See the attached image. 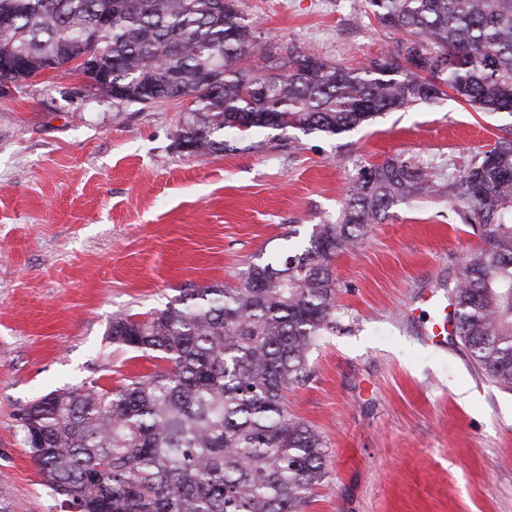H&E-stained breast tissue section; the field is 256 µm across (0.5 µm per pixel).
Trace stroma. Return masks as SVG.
I'll use <instances>...</instances> for the list:
<instances>
[{"label": "stroma", "instance_id": "stroma-1", "mask_svg": "<svg viewBox=\"0 0 512 512\" xmlns=\"http://www.w3.org/2000/svg\"><path fill=\"white\" fill-rule=\"evenodd\" d=\"M363 0H237L262 55L301 47L355 64L396 34ZM184 101L117 102L78 71L0 93V512H66L22 441L37 396L152 369L113 345V315L181 289L236 285L249 264L335 219L359 170L400 155L459 176L512 117L444 100L335 136L292 130L250 150L191 155ZM481 244L447 199H413L338 253L336 327L288 408L327 443L307 512H512V390L472 361L456 328L421 333Z\"/></svg>", "mask_w": 512, "mask_h": 512}]
</instances>
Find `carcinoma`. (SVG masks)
<instances>
[{"label": "carcinoma", "instance_id": "1", "mask_svg": "<svg viewBox=\"0 0 512 512\" xmlns=\"http://www.w3.org/2000/svg\"><path fill=\"white\" fill-rule=\"evenodd\" d=\"M402 34L364 66L293 49L271 65L235 0H0V84L46 61L77 68L112 98L191 96L176 134L222 155L266 131L338 136L383 112L449 94L512 116V0H364ZM446 196L483 246L456 279V328L474 362L512 389V126L453 182L400 156L360 169L336 219L237 285L185 288L139 318L112 317V342L159 361L113 388L92 380L32 400L19 426L45 483L71 512H305L322 484V437L288 410L308 356L336 328V253L410 198Z\"/></svg>", "mask_w": 512, "mask_h": 512}]
</instances>
